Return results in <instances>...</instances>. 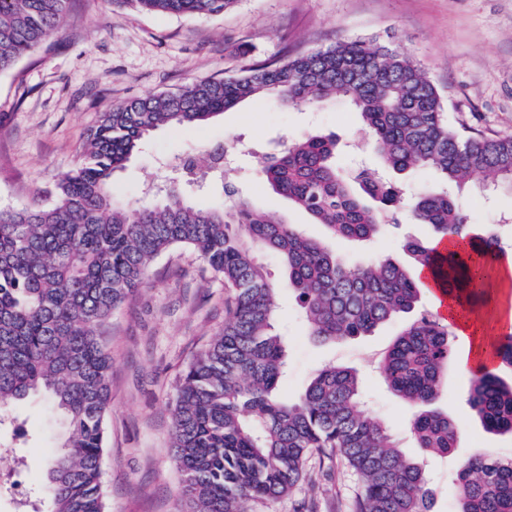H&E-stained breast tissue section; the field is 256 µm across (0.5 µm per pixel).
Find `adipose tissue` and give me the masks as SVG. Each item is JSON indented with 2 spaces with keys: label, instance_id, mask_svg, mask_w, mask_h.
<instances>
[{
  "label": "adipose tissue",
  "instance_id": "obj_1",
  "mask_svg": "<svg viewBox=\"0 0 512 512\" xmlns=\"http://www.w3.org/2000/svg\"><path fill=\"white\" fill-rule=\"evenodd\" d=\"M492 283L499 304L486 317L461 318L455 309L447 311L448 317L456 321L457 334L467 343V350L459 359V366L465 373L473 365L491 362V350L498 332L512 326V258L493 271Z\"/></svg>",
  "mask_w": 512,
  "mask_h": 512
}]
</instances>
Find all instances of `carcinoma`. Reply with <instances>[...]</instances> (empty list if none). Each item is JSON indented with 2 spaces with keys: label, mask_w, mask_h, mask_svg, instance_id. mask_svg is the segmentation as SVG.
I'll use <instances>...</instances> for the list:
<instances>
[{
  "label": "carcinoma",
  "mask_w": 512,
  "mask_h": 512,
  "mask_svg": "<svg viewBox=\"0 0 512 512\" xmlns=\"http://www.w3.org/2000/svg\"><path fill=\"white\" fill-rule=\"evenodd\" d=\"M147 11L211 16L234 0H131ZM69 0H0V74L57 34ZM311 107L336 96L360 115L380 165L429 173L421 192L336 164L333 134L286 141L260 179L326 229L322 240L237 197L220 160L240 149L231 139L204 159L184 158L180 175L206 167L233 200L208 210L177 189L149 187L137 204L114 179L161 128L206 124L250 99ZM512 191V136H463L421 67L399 48L342 41L324 50L250 64L203 78L176 93H150L100 114L82 163L47 198L0 210V425L29 395L45 392L63 415L66 439L48 464L44 490L52 512H107L101 482L112 357L104 328L112 311L141 286L151 264L174 246L193 249L224 278L233 297L224 331L185 370L173 408L172 448L191 512H251L288 495L313 453L337 454L359 485L356 512H433L422 463L362 402L349 366L320 368L296 401L280 396L284 338L275 326L280 293L294 294L309 334L321 343L368 336L401 314L403 324L381 359L390 392L410 412L417 447L447 455L464 424L433 408L454 362V322L418 305L427 287L413 274L430 268L467 315L490 288L498 235L470 234L468 215L448 186L472 183ZM403 222L430 225L462 249L437 252L419 238L401 248L412 267L390 256L352 265L341 241L364 242ZM273 254L285 276L262 259ZM512 366V336L493 347ZM467 403L483 428L512 434V382L486 365L471 371ZM456 512H512V456L484 451L459 464Z\"/></svg>",
  "instance_id": "1"
}]
</instances>
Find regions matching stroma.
Segmentation results:
<instances>
[{"instance_id":"1","label":"stroma","mask_w":512,"mask_h":512,"mask_svg":"<svg viewBox=\"0 0 512 512\" xmlns=\"http://www.w3.org/2000/svg\"><path fill=\"white\" fill-rule=\"evenodd\" d=\"M373 38L407 51L437 86L450 123L488 136L512 135V0H236L208 17L140 10L131 0H70L57 36L0 74V209L29 204L81 161L100 112L149 93H170L200 78H221L246 65L307 52L342 40ZM321 131L347 145L344 170L374 162L368 136L350 103L336 98L282 109L270 99L242 103L210 123L158 130L116 177L120 194L136 200L157 172L186 155L235 136L245 148L233 182L259 212H275L310 237L320 225L275 194L258 175L282 138ZM480 236L512 216V191L459 194ZM431 240L424 224H402L377 240L342 243L353 264L373 254L397 260L402 237ZM232 293L196 252L176 247L158 257L131 299L106 326L112 357L101 481L108 512H188L182 475L173 463L172 409L182 372L222 332ZM403 325L395 319L358 339L321 344L298 316L293 295L280 299L276 327L287 346L283 396L296 398L318 369L336 361L356 368L373 412L398 435L409 412L376 368ZM470 377L448 368L439 410L465 425L457 447L428 456L406 440V455L423 460L435 512H456L461 460L490 449L512 454V436L487 432L467 402ZM26 432L0 430V512H48L42 480L59 452L64 428L35 395L19 406ZM358 486L336 455H312L300 484L287 496L254 504L253 512H355Z\"/></svg>"}]
</instances>
